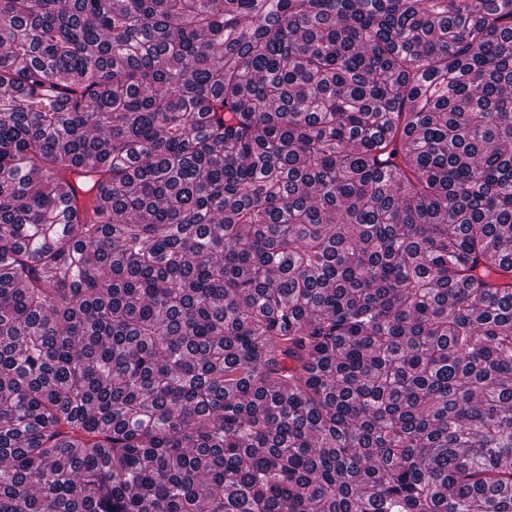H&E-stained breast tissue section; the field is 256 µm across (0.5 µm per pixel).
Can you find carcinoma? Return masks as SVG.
I'll return each instance as SVG.
<instances>
[{"label":"carcinoma","instance_id":"obj_1","mask_svg":"<svg viewBox=\"0 0 512 512\" xmlns=\"http://www.w3.org/2000/svg\"><path fill=\"white\" fill-rule=\"evenodd\" d=\"M0 512H512V0H0Z\"/></svg>","mask_w":512,"mask_h":512}]
</instances>
